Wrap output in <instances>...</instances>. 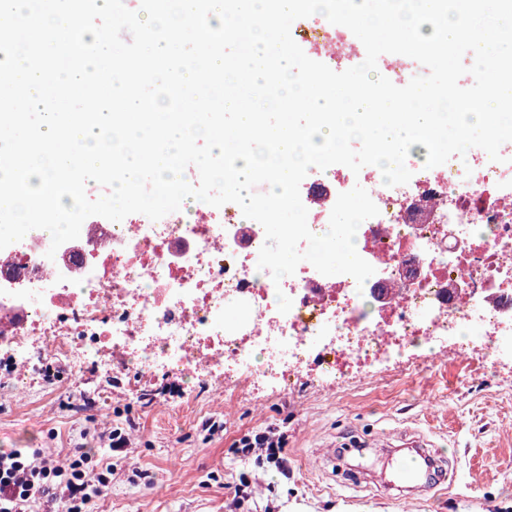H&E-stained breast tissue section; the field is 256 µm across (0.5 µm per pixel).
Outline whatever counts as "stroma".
Segmentation results:
<instances>
[{"label":"stroma","instance_id":"1","mask_svg":"<svg viewBox=\"0 0 512 512\" xmlns=\"http://www.w3.org/2000/svg\"><path fill=\"white\" fill-rule=\"evenodd\" d=\"M0 364V450L89 448L117 475L89 512H226L240 477L252 495L240 512H512V386L461 360H419L410 371L362 374L341 385L301 379L290 391L216 406L213 386L160 377L134 391L125 377L74 374L42 363L16 398ZM216 421L223 432L203 425ZM135 422L129 453L104 448L99 431ZM277 427L288 435L287 472L245 462L233 443ZM410 433L446 448L452 482L426 493L390 494L391 466L409 456L387 447ZM345 447L343 457L322 458Z\"/></svg>","mask_w":512,"mask_h":512}]
</instances>
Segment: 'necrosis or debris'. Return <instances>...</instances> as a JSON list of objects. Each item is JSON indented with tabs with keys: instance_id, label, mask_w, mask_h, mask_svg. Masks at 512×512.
Here are the masks:
<instances>
[{
	"instance_id": "4bbe7bcc",
	"label": "necrosis or debris",
	"mask_w": 512,
	"mask_h": 512,
	"mask_svg": "<svg viewBox=\"0 0 512 512\" xmlns=\"http://www.w3.org/2000/svg\"><path fill=\"white\" fill-rule=\"evenodd\" d=\"M291 35L336 72L365 59L360 40L321 14L296 20ZM500 153L493 162L472 148L430 169L412 154L411 179L394 187L378 167L336 164L316 200L302 181L314 234L327 232L338 195L354 186L378 207L355 235L375 269L361 286L306 261L274 281L258 267L263 227L243 223L234 203L157 221L93 215L56 249L50 234L28 233L0 250V264L15 270L0 276V344L21 380L33 360L64 359L135 383L218 375L230 395L253 379L289 390L303 368L321 382L353 367L403 365L415 352L447 363L475 346L482 361H512V141ZM282 294L293 301L285 314Z\"/></svg>"
}]
</instances>
